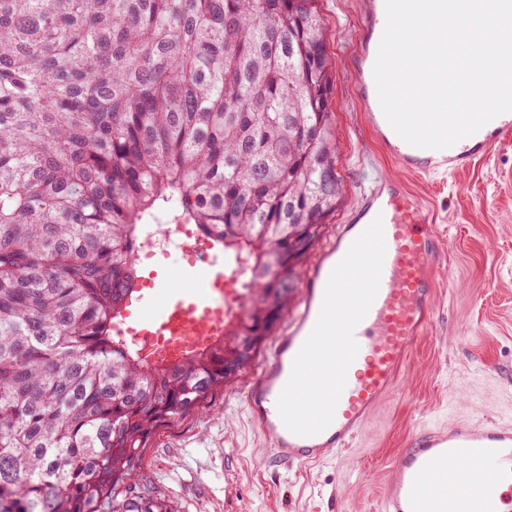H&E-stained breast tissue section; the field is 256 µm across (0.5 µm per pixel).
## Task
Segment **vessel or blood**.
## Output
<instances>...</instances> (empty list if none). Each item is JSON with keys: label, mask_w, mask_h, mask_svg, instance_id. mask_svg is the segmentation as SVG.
Returning a JSON list of instances; mask_svg holds the SVG:
<instances>
[{"label": "vessel or blood", "mask_w": 512, "mask_h": 512, "mask_svg": "<svg viewBox=\"0 0 512 512\" xmlns=\"http://www.w3.org/2000/svg\"><path fill=\"white\" fill-rule=\"evenodd\" d=\"M385 24V0H364L355 57L358 94L367 125L387 154L404 171L420 175L440 170L454 174L488 159L496 143L512 134V112L445 149L418 148L397 135L373 86ZM377 218L383 222L385 241L379 290L354 330L359 350L334 419L317 434L297 435L281 420L278 398L317 322L331 271ZM440 255L438 226L401 182L383 178L362 192L350 223L305 273L294 317L247 392L249 412L275 460L302 464L326 451L344 450L384 396L401 386V367L427 326L435 292L432 267ZM159 277L156 271L142 277L143 297L151 310L127 329L149 355L200 343L223 325L225 299L232 289L223 271L201 275L188 269L179 288L160 287ZM382 512H512V425L460 421L446 430L414 433L384 487Z\"/></svg>", "instance_id": "vessel-or-blood-1"}]
</instances>
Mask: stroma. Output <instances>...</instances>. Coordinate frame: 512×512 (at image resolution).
<instances>
[{
  "instance_id": "obj_1",
  "label": "stroma",
  "mask_w": 512,
  "mask_h": 512,
  "mask_svg": "<svg viewBox=\"0 0 512 512\" xmlns=\"http://www.w3.org/2000/svg\"><path fill=\"white\" fill-rule=\"evenodd\" d=\"M361 2L318 0L335 61L330 122L339 133L342 196L306 261L335 241L364 187L400 180L443 235L447 270L436 275L430 323L402 366L404 386L380 402L353 446L292 469L269 456L246 405L268 363L261 344L203 410L150 436L132 481L170 512H379L390 465L416 430L462 420L512 424V136L458 175L403 172L364 124L354 65Z\"/></svg>"
}]
</instances>
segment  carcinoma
Masks as SVG:
<instances>
[{"label":"carcinoma","instance_id":"1","mask_svg":"<svg viewBox=\"0 0 512 512\" xmlns=\"http://www.w3.org/2000/svg\"><path fill=\"white\" fill-rule=\"evenodd\" d=\"M317 0H0V512H170L133 495L156 425L201 407L265 297L288 312L336 211ZM249 274L224 335L152 361L116 332L141 225Z\"/></svg>","mask_w":512,"mask_h":512}]
</instances>
